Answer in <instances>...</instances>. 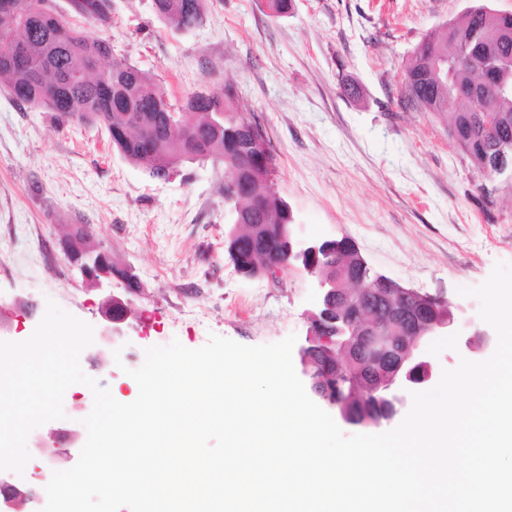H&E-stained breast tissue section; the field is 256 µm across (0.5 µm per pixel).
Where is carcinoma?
Instances as JSON below:
<instances>
[{"label": "carcinoma", "instance_id": "1", "mask_svg": "<svg viewBox=\"0 0 512 512\" xmlns=\"http://www.w3.org/2000/svg\"><path fill=\"white\" fill-rule=\"evenodd\" d=\"M14 12L0 9V30L18 27L21 20L30 24V34L23 49V58L0 45V79L7 82L19 103L40 106L56 113L61 122L98 124L107 130L112 144L133 165L150 177L166 179L179 165L188 161L224 162L227 178L241 187L238 206L230 212L231 223L253 218L261 224L227 242L229 258L235 270L245 277L256 276L264 265L284 269L314 263L311 257L288 253L285 227L294 223L288 204L276 196L269 183L253 181L247 170L232 168L231 161L249 154L247 143L251 132L259 129L235 115L217 127L216 113L223 110L224 97L215 92H196L185 102L184 109L197 114L187 121L183 113L163 97H155L150 89L156 83L147 73L124 62V79L112 83L100 76L102 60L112 51L105 40L87 37L77 20L59 11L55 5L44 8L48 0H16ZM110 0H72L76 16L107 24L111 16L102 6ZM156 16L180 30H190L204 16V0H153ZM512 26V17H501L486 5L471 7L447 31L426 35L414 50V59L407 67L406 84L413 94L408 101L424 112L448 116V128L472 166L484 180L495 173L492 158L499 152V137L483 130V117L494 116L508 123L501 134L512 135V94L491 97L474 111L466 99L448 97V84L442 79L433 61L448 56L457 40L472 43V55L456 65L454 81L467 84L477 77L478 64L486 44L495 41L499 30ZM496 62L499 68L512 71V40L496 41ZM143 126L145 135L136 141L123 135L126 127ZM356 250L346 239L325 240L318 254V270L328 275L336 271L362 274L352 259Z\"/></svg>", "mask_w": 512, "mask_h": 512}]
</instances>
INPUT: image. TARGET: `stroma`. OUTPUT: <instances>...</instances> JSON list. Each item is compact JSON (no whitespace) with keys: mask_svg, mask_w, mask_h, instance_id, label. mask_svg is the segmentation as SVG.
Instances as JSON below:
<instances>
[{"mask_svg":"<svg viewBox=\"0 0 512 512\" xmlns=\"http://www.w3.org/2000/svg\"><path fill=\"white\" fill-rule=\"evenodd\" d=\"M262 3L207 0L203 21L179 30L156 18L152 0H112L111 23L83 28L174 106L219 92L258 125L298 240H349L374 273L447 299L473 344L433 342L434 374L489 358L490 327L459 290L512 263V186L484 195L447 117L407 102L404 73L426 34L473 5L512 12V0H293L279 18ZM343 76L360 98L343 95ZM225 177L223 163L206 160L150 179L104 128L60 123L0 81V297L41 310L52 301L102 330L98 293L60 250L81 225L143 290L112 339L123 354L175 340L197 349L213 334L244 345L304 339L314 281L295 266L275 281L235 271Z\"/></svg>","mask_w":512,"mask_h":512,"instance_id":"obj_1","label":"stroma"}]
</instances>
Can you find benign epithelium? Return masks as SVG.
<instances>
[{
    "instance_id": "7a95c632",
    "label": "benign epithelium",
    "mask_w": 512,
    "mask_h": 512,
    "mask_svg": "<svg viewBox=\"0 0 512 512\" xmlns=\"http://www.w3.org/2000/svg\"><path fill=\"white\" fill-rule=\"evenodd\" d=\"M480 72L479 79L463 88L450 85L449 94L464 95L479 104L490 92L505 94L512 90V75L499 71L494 62L487 61ZM493 164L496 175L512 184V155L503 151L494 158ZM84 234L82 228H76L61 242V250L83 282L103 292L100 314L105 331L100 345L89 350L90 359L95 362L112 347V332L124 323L131 300L112 292V274L103 269L109 253L101 249L95 253L88 251L82 242ZM315 278L320 305L325 307L324 318L332 317L342 303L354 310V316L342 321L333 336L321 332L317 316L308 317L306 345L300 352L310 348L328 352L318 371L308 363L303 364L302 374L309 388L321 384L334 391L336 397L327 399V406L336 409L348 424L377 427L394 422L411 405V393L433 387L428 345L435 337L446 336L452 340L463 336L458 320L447 300L403 288L382 276L350 277L345 279V288L321 273ZM355 359L365 371L347 370ZM354 394L363 405L387 410L386 416L349 414L346 406ZM48 438H58L77 452L83 446L82 436L76 431H46L39 427L34 430L33 450L44 453ZM0 501L7 512H22L21 507L27 503L34 507L40 505L41 494L37 484L16 481L8 472L0 471Z\"/></svg>"
}]
</instances>
